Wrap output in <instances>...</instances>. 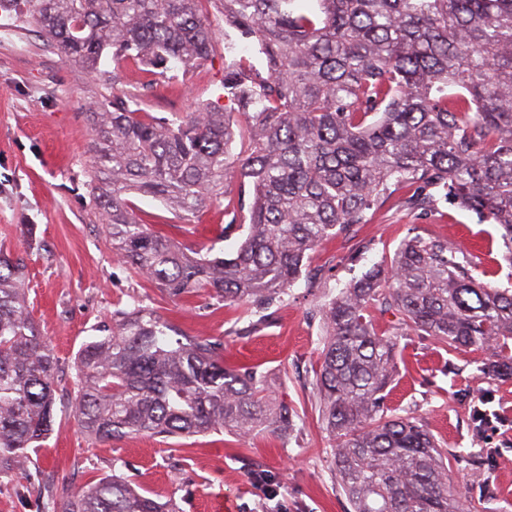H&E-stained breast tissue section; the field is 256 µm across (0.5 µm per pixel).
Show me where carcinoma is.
Masks as SVG:
<instances>
[{
  "label": "carcinoma",
  "mask_w": 512,
  "mask_h": 512,
  "mask_svg": "<svg viewBox=\"0 0 512 512\" xmlns=\"http://www.w3.org/2000/svg\"><path fill=\"white\" fill-rule=\"evenodd\" d=\"M62 60L105 82L94 128L91 195L112 250L172 298L204 292L251 316L279 305L318 244L348 236L393 190L410 208L440 197L502 230L512 266V0H27ZM224 41V95L245 124L199 104L157 116L155 77L187 74L214 52L207 6ZM255 47L257 68L237 53ZM151 79L128 90L123 66ZM252 188L248 214L224 208L219 256L173 242L136 216L128 196L177 208L186 221L223 204L228 179ZM22 259L0 247V476H17L53 430L58 359L34 323ZM397 317L380 334L372 314ZM313 385L335 439L334 465L352 512H470L438 447L416 420L388 412L397 337L489 352L484 376L512 379V288L475 277L469 254L410 228L392 258L330 297ZM138 301L74 365L71 413L102 441L217 431H282L291 409L259 366L224 365V341L173 337ZM37 512H164L120 476Z\"/></svg>",
  "instance_id": "1"
}]
</instances>
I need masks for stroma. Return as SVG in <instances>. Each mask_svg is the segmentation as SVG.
Returning a JSON list of instances; mask_svg holds the SVG:
<instances>
[{
	"label": "stroma",
	"mask_w": 512,
	"mask_h": 512,
	"mask_svg": "<svg viewBox=\"0 0 512 512\" xmlns=\"http://www.w3.org/2000/svg\"><path fill=\"white\" fill-rule=\"evenodd\" d=\"M224 51L187 81L157 79L147 104L167 116L208 102L244 117L222 97ZM104 88L81 67L47 47L28 17L26 0L0 10V246L23 257L33 318L59 359L57 424L33 453L29 479L0 478V512H36L37 495L63 499L89 482L114 475L156 494L169 512H213L224 496L238 512H352L336 484L332 440L315 407L312 382L322 363V328L311 312L383 258L392 257L409 227L460 245L477 277L512 286V268L493 224L438 201L429 210L396 202L370 212L354 237L337 236L316 249L304 277L284 302L250 327L240 311L206 295L175 300L119 262L88 186L92 130L87 114ZM137 213L172 239L232 252L217 209L185 225L175 212L144 196ZM168 314L188 336L220 337L230 362L257 364L278 400L296 415L285 436L266 430L240 439L214 432L167 441L132 435L119 441L89 438L70 414L74 359L112 320L116 307L133 301ZM387 405L419 420L440 447L453 451L452 475L466 489L473 512H512V380L484 379V353L447 350L426 336H405ZM483 404L487 423L472 421ZM280 484L263 496L253 475ZM492 496H482L483 485Z\"/></svg>",
	"instance_id": "obj_1"
}]
</instances>
